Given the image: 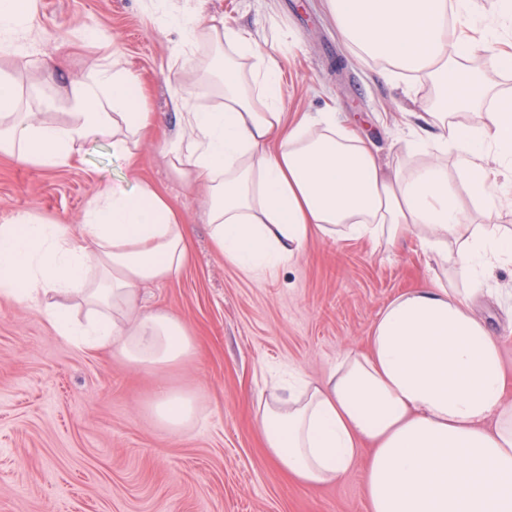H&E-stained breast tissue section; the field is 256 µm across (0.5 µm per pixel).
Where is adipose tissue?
I'll use <instances>...</instances> for the list:
<instances>
[{
	"mask_svg": "<svg viewBox=\"0 0 512 512\" xmlns=\"http://www.w3.org/2000/svg\"><path fill=\"white\" fill-rule=\"evenodd\" d=\"M341 37L387 62L392 77L430 79L441 106L409 127L406 160L381 166L373 145L334 112L287 123L276 59L248 32L203 28L193 0L164 11V25L199 30L226 47L224 105L190 108L172 96L181 131L165 142L173 170L206 190L214 249L249 271L298 260L314 235L341 233L393 245L415 234L436 266L421 287L393 299L374 321L365 351L348 354L321 381L272 387L255 416L270 459L306 486L336 483L366 454L370 512H512V373L501 342L471 307L491 272L512 264V233L468 225L466 186L481 209L512 200V113L488 104L473 66L512 70V0H496L483 24L473 0H326ZM481 28V41L471 32ZM141 78L120 57L89 82L71 83L68 120L22 109L0 75V154L54 169L82 160L110 136L113 155L135 161L158 118ZM483 106L480 122L461 114ZM453 165H446V158ZM456 250H449V240ZM191 259L187 226L148 185L95 196L81 224L20 215L0 224V296L39 301L74 349L109 351L124 365L161 372L192 360L190 327L165 309H144L146 286ZM466 282L451 288L441 276ZM156 423L172 434L197 418L194 395L159 385Z\"/></svg>",
	"mask_w": 512,
	"mask_h": 512,
	"instance_id": "obj_1",
	"label": "adipose tissue"
}]
</instances>
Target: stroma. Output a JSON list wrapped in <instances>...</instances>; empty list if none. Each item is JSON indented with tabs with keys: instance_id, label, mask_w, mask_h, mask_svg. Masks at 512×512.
I'll use <instances>...</instances> for the list:
<instances>
[{
	"instance_id": "obj_1",
	"label": "stroma",
	"mask_w": 512,
	"mask_h": 512,
	"mask_svg": "<svg viewBox=\"0 0 512 512\" xmlns=\"http://www.w3.org/2000/svg\"><path fill=\"white\" fill-rule=\"evenodd\" d=\"M168 4L36 0L35 27L6 31L17 54L0 56V71L15 79L29 111L62 122L63 89L119 55L147 83V111L175 131V88L201 110L219 109L223 98L213 44L199 41L185 67L174 65L180 36L158 21ZM202 8L213 24L245 30L277 55L289 118L331 108L374 141L381 163L404 154L409 115L429 109L430 84L389 78L387 64L359 56L326 0H203ZM51 62L61 65L52 83L44 79ZM145 183L178 209L191 251L177 276L147 286L145 304L181 317L198 354L160 376L138 371L73 349L40 304L0 297V512H370L363 464L324 487L289 479L265 454L254 408L271 379L320 380L341 356L364 349L384 307L424 280L415 238L390 247L315 237L301 259L274 273L242 271L214 250L205 194L174 174L159 137L133 168L113 156L108 137L90 141L74 167L0 155V224L20 214L76 224L98 193ZM474 309L512 371V267L498 270ZM161 380L199 397L201 418L182 434H168L149 414Z\"/></svg>"
}]
</instances>
